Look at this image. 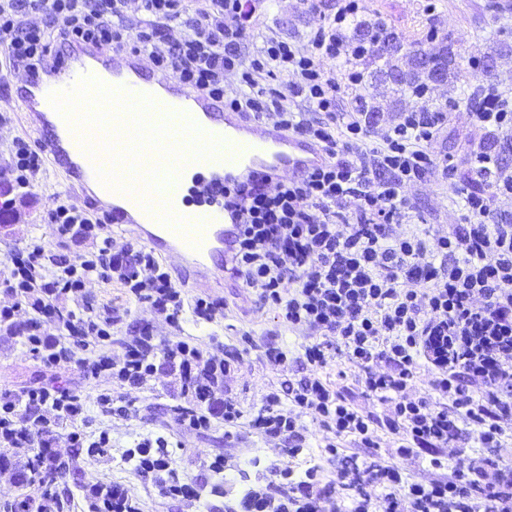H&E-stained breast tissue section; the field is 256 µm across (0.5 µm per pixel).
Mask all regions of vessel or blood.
Instances as JSON below:
<instances>
[{"label":"vessel or blood","instance_id":"b4317fda","mask_svg":"<svg viewBox=\"0 0 512 512\" xmlns=\"http://www.w3.org/2000/svg\"><path fill=\"white\" fill-rule=\"evenodd\" d=\"M18 101L29 128L65 172L70 187L85 193L113 223L175 256L197 285L224 278L219 259L234 217L222 196L194 206L184 197L170 196L165 209H154L144 202L149 182L127 176L134 156L117 157L112 174L104 175L98 156L106 139L119 129H139L162 158L158 176L196 188L283 171L300 173L323 160L310 141L225 109L175 78L149 71L135 54L70 50L59 64L35 74ZM146 103L151 112H142Z\"/></svg>","mask_w":512,"mask_h":512}]
</instances>
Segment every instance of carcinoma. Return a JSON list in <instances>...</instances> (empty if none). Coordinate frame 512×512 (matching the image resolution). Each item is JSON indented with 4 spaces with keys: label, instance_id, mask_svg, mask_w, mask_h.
Listing matches in <instances>:
<instances>
[{
    "label": "carcinoma",
    "instance_id": "carcinoma-1",
    "mask_svg": "<svg viewBox=\"0 0 512 512\" xmlns=\"http://www.w3.org/2000/svg\"><path fill=\"white\" fill-rule=\"evenodd\" d=\"M350 29L360 44L369 45L381 41L391 45L392 50L386 53L369 47L363 64L372 68L370 75L379 81L386 82L388 77L397 76L392 85L396 86L395 92L404 98H413L419 92L432 89V85L444 75L451 82L458 78L461 71L460 60L463 56L453 51L451 42L442 45L440 52L432 58V67L427 69L416 64L417 52L422 50L423 43L407 41L395 27L383 21L368 23L356 16L350 20ZM167 411L178 420L204 414L203 403L193 393L187 395L185 403L171 405ZM50 456L49 449L34 448L32 454L26 457L23 469L28 476V483L38 485L42 497L62 509L64 502L58 492V482L69 471L70 464L62 460L48 470L44 467V460ZM89 508L90 512H134L125 494L112 484L96 486ZM35 509V499L24 493L0 503V512H35Z\"/></svg>",
    "mask_w": 512,
    "mask_h": 512
}]
</instances>
